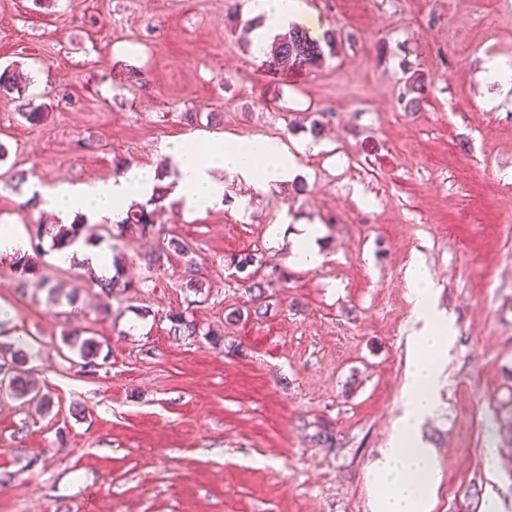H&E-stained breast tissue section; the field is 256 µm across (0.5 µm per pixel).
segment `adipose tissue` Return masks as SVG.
<instances>
[{
  "label": "adipose tissue",
  "instance_id": "adipose-tissue-1",
  "mask_svg": "<svg viewBox=\"0 0 512 512\" xmlns=\"http://www.w3.org/2000/svg\"><path fill=\"white\" fill-rule=\"evenodd\" d=\"M257 9L266 21L255 38L267 43L296 21L301 5L299 0H259ZM165 152L178 173L175 196L188 216L222 203L224 183L216 178V171L239 175L265 189L286 179L294 167L292 155L276 139H241L227 146L220 140L195 144L181 138L168 143ZM155 184L153 170L132 167L107 181L58 186L47 195L46 207L64 224L79 214L93 222L117 224L128 202L152 194ZM410 284L414 314L423 328L406 368L402 413L381 459L369 473L377 490L374 512H431L439 483L435 455L422 439L421 426L437 405L448 340L432 305L433 282L427 269L415 267Z\"/></svg>",
  "mask_w": 512,
  "mask_h": 512
}]
</instances>
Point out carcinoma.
I'll use <instances>...</instances> for the list:
<instances>
[{"mask_svg":"<svg viewBox=\"0 0 512 512\" xmlns=\"http://www.w3.org/2000/svg\"><path fill=\"white\" fill-rule=\"evenodd\" d=\"M336 54V35L332 32L324 33L322 39H314L296 27L274 38L263 49L265 60L263 64H270L276 68H319L327 58ZM25 90L23 74L19 67L7 66L0 70V95H10L14 92L20 94ZM19 112L23 119L31 126H37L45 120L46 107L35 104L31 100H24L19 105ZM167 198V190L157 186L155 195L145 204L134 203L126 212V217L117 225L121 229L126 225H134L143 231H152L157 224V216L162 209V202ZM30 239L39 243L45 238L51 239V248L60 250L78 242L85 232L94 231V228L85 224L83 219H76L69 224H28L26 225ZM175 252L183 257L190 254L191 248L182 240L171 239L168 244H160L153 252L139 256L148 268H159L163 265V258L169 252ZM12 266L18 270V286L23 288L29 282V276L38 273V265L34 258L26 253L16 252L11 257ZM66 344L78 349L83 360V368L96 366V358L100 352V342L93 337H81L75 331ZM28 354L26 349L12 342L0 341V361L9 365L11 369L7 383L0 389L16 398H30L42 404L48 402L49 397L40 393L30 379V369L26 368Z\"/></svg>","mask_w":512,"mask_h":512,"instance_id":"carcinoma-1","label":"carcinoma"}]
</instances>
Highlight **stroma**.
<instances>
[{
  "mask_svg": "<svg viewBox=\"0 0 512 512\" xmlns=\"http://www.w3.org/2000/svg\"><path fill=\"white\" fill-rule=\"evenodd\" d=\"M298 26L335 29V58L278 73L239 30L253 0H0V69L18 64L29 125L0 97V224L48 222L34 188L170 168L164 149L276 138L287 180L224 174V202L160 233L125 228L101 314L83 263L38 260L74 303L15 289L0 257V322L28 338L40 405L0 397V512H372L367 472L401 412L417 328L409 274L432 276L452 340L422 435L442 474L431 512H512V0H303ZM425 81L416 110L406 74ZM193 112L195 125L181 115ZM320 135H312V121ZM320 228L307 269L272 225ZM189 243L158 271L160 235ZM257 273L240 270L245 255ZM269 277L255 290L254 282ZM184 313L194 336L173 335ZM101 344L85 372L65 339Z\"/></svg>",
  "mask_w": 512,
  "mask_h": 512,
  "instance_id": "35a3bbf8",
  "label": "stroma"
}]
</instances>
